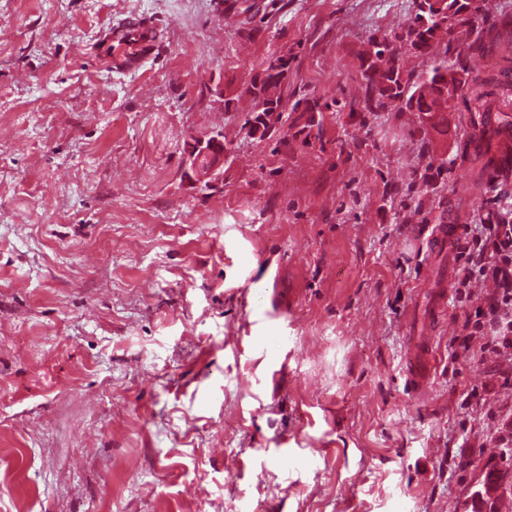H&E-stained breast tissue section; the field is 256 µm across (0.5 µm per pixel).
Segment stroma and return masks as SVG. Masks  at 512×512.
<instances>
[{
  "instance_id": "obj_1",
  "label": "stroma",
  "mask_w": 512,
  "mask_h": 512,
  "mask_svg": "<svg viewBox=\"0 0 512 512\" xmlns=\"http://www.w3.org/2000/svg\"><path fill=\"white\" fill-rule=\"evenodd\" d=\"M411 0H0V512H477L512 497L500 370L451 361L469 308L428 225L478 224L490 179L414 113L360 112L371 39ZM147 22L135 72L99 38ZM289 59L265 136L245 87ZM223 83L225 110L206 95ZM222 131L224 186L184 174ZM266 309L265 333L252 312ZM431 332L412 388L409 361Z\"/></svg>"
}]
</instances>
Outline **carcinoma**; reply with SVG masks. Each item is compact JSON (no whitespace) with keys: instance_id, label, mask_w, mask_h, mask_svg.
Listing matches in <instances>:
<instances>
[{"instance_id":"cac0c4a2","label":"carcinoma","mask_w":512,"mask_h":512,"mask_svg":"<svg viewBox=\"0 0 512 512\" xmlns=\"http://www.w3.org/2000/svg\"><path fill=\"white\" fill-rule=\"evenodd\" d=\"M412 23L390 40L386 37L370 42L363 55V111L386 112L401 103L408 112L418 115L436 114L435 129L448 128V113L457 111L460 99H470L467 111L472 113V138L487 157L485 166L494 165L500 148L512 146V97L493 104L484 99L480 84L472 77L467 56L472 52L500 55L498 79L506 88L512 83V31L506 42L485 41L484 32L476 31L479 16L485 13V0H412ZM450 35L456 43V56L435 54V47ZM408 51L431 59L429 69L414 75L405 72L394 43ZM288 72V58L271 60L260 82H252L244 93L257 101L256 116L283 108L281 94L276 92Z\"/></svg>"}]
</instances>
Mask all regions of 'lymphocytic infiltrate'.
<instances>
[{
    "mask_svg": "<svg viewBox=\"0 0 512 512\" xmlns=\"http://www.w3.org/2000/svg\"><path fill=\"white\" fill-rule=\"evenodd\" d=\"M457 251V282L470 305L460 349L478 348L483 362L512 367V209L464 225Z\"/></svg>",
    "mask_w": 512,
    "mask_h": 512,
    "instance_id": "1",
    "label": "lymphocytic infiltrate"
}]
</instances>
